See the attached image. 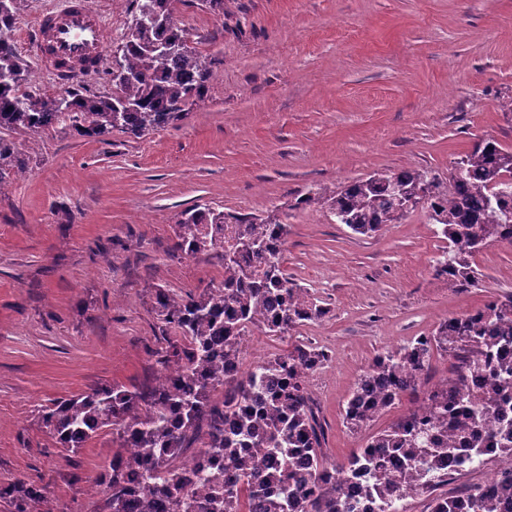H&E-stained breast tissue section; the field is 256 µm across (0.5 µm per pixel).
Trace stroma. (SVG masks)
Wrapping results in <instances>:
<instances>
[{
    "label": "stroma",
    "mask_w": 512,
    "mask_h": 512,
    "mask_svg": "<svg viewBox=\"0 0 512 512\" xmlns=\"http://www.w3.org/2000/svg\"><path fill=\"white\" fill-rule=\"evenodd\" d=\"M213 77L185 119L143 139L48 131L15 139L24 172L0 187V484H49L67 512H108L103 431L67 451L41 422L98 385L154 384L164 347L157 289L218 286L219 252L175 249L190 208L277 214L285 267L329 313L288 336L249 334L241 371L298 343L325 351L309 376L340 462L411 407L359 429L345 401L373 357L512 294V243L476 257L461 290L433 266L446 241L419 207L372 236L296 208L382 169L448 177L481 138L512 147V0H176Z\"/></svg>",
    "instance_id": "stroma-1"
}]
</instances>
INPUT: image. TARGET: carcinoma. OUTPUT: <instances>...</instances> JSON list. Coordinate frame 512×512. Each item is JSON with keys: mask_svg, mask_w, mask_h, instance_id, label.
I'll use <instances>...</instances> for the list:
<instances>
[{"mask_svg": "<svg viewBox=\"0 0 512 512\" xmlns=\"http://www.w3.org/2000/svg\"><path fill=\"white\" fill-rule=\"evenodd\" d=\"M25 0H6L0 32H12ZM149 5L128 24L120 47L124 77L110 96L80 91L47 94L31 84L15 45L0 50V128L38 135L58 127L106 140L119 131L140 139L183 119L177 103L202 97L212 77L208 57L189 46L174 21V0ZM512 149L491 138L476 141L456 166L452 185L431 191L439 175L402 169L376 171L332 191L309 192L295 207L346 218L362 235L375 234L403 215L387 191L393 181L441 227L448 246L436 260V276L450 288L476 283V255L489 242L512 243V196L495 201L512 183ZM25 168L16 143L0 138V187ZM237 225L224 247V225ZM289 225L277 218L237 211L188 209L176 224L175 248L189 255L224 252V281L216 288L174 295L156 292L155 309L167 344L165 374L150 389L101 385L56 400L42 415L64 448L80 449L105 428L116 432L119 451L99 475L110 512H373L347 499L350 485L384 505L407 512L408 498L433 493L447 481V462L512 460V295L488 301L474 313L451 317L427 336L374 356L352 390L344 421L358 429L404 398V416L375 433L341 464L323 454L325 428L312 404L308 372L324 354L297 345L265 360L251 379L225 373L239 362L241 339L252 328L285 336L329 310L291 282L284 268ZM454 359L450 375L423 391L434 355ZM222 392L220 399L214 393ZM201 448L210 468L189 471L180 463ZM235 475H225L227 465ZM51 491L18 479L0 485L13 512H38ZM431 512H507L512 509V465L492 481L468 485L454 496H434Z\"/></svg>", "mask_w": 512, "mask_h": 512, "instance_id": "obj_1", "label": "carcinoma"}]
</instances>
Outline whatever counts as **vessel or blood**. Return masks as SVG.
<instances>
[{
	"label": "vessel or blood",
	"mask_w": 512,
	"mask_h": 512,
	"mask_svg": "<svg viewBox=\"0 0 512 512\" xmlns=\"http://www.w3.org/2000/svg\"><path fill=\"white\" fill-rule=\"evenodd\" d=\"M35 27L47 33L45 54L38 62L45 73L56 78L105 44L102 19L89 0H54L37 17Z\"/></svg>",
	"instance_id": "b4317fda"
}]
</instances>
